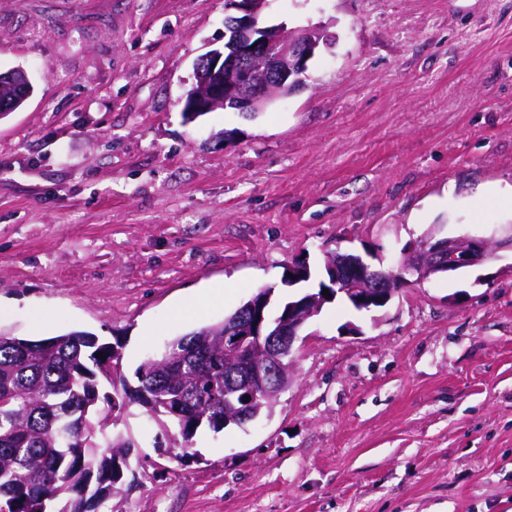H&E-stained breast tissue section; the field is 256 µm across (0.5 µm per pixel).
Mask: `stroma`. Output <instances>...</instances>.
<instances>
[{
	"label": "stroma",
	"mask_w": 512,
	"mask_h": 512,
	"mask_svg": "<svg viewBox=\"0 0 512 512\" xmlns=\"http://www.w3.org/2000/svg\"><path fill=\"white\" fill-rule=\"evenodd\" d=\"M225 0H0V70L34 91L0 120V333L87 331L133 379L194 325L328 251L395 267L477 237L482 263L385 306L326 303L271 414L203 430L184 459L138 405L100 512H512V0H271L336 40L304 89L186 122ZM199 312L197 323L176 308Z\"/></svg>",
	"instance_id": "1"
}]
</instances>
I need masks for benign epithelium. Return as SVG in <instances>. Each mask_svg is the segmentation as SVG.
Listing matches in <instances>:
<instances>
[{
  "instance_id": "7a95c632",
  "label": "benign epithelium",
  "mask_w": 512,
  "mask_h": 512,
  "mask_svg": "<svg viewBox=\"0 0 512 512\" xmlns=\"http://www.w3.org/2000/svg\"><path fill=\"white\" fill-rule=\"evenodd\" d=\"M263 0H227L233 14L224 19V49L211 50L194 64V82L182 111L194 117L230 106L241 114L264 111L275 99L304 86L309 60L335 35L317 23L290 28L264 25ZM19 93V102L32 94L28 73L21 67L0 72V88ZM489 243L479 238L440 239L406 250L397 267L378 269L362 255H325L330 296L323 294L288 306V313L270 326L265 310L273 292L260 289L244 313L224 320V369L240 381L224 388V418L240 423L251 419L249 407L271 398L288 385L290 353L299 332L329 299L341 295L359 309L385 306L397 290L432 276L450 274L488 258Z\"/></svg>"
}]
</instances>
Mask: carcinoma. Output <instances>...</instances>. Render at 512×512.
<instances>
[{
    "label": "carcinoma",
    "instance_id": "1",
    "mask_svg": "<svg viewBox=\"0 0 512 512\" xmlns=\"http://www.w3.org/2000/svg\"><path fill=\"white\" fill-rule=\"evenodd\" d=\"M118 354L86 332L31 340L0 334V504L8 512H97L122 481L127 442L110 431V412L153 398L149 409L171 448L196 432L224 429V323L176 338L136 370L137 392L107 400ZM192 414L186 421L169 414Z\"/></svg>",
    "mask_w": 512,
    "mask_h": 512
}]
</instances>
